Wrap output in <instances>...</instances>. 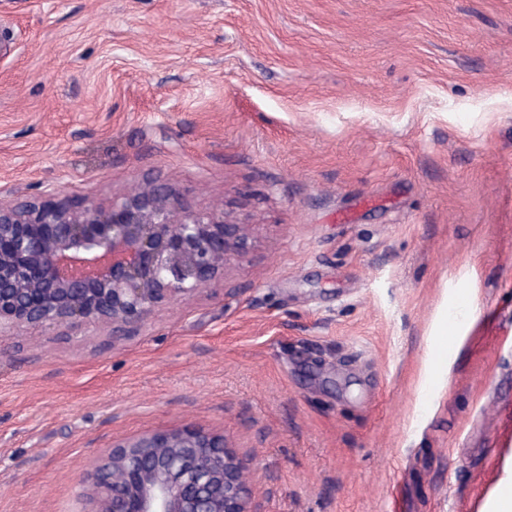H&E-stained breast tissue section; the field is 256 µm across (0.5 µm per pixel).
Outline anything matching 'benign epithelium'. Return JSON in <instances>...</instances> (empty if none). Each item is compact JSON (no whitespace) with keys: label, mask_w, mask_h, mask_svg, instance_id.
Instances as JSON below:
<instances>
[{"label":"benign epithelium","mask_w":512,"mask_h":512,"mask_svg":"<svg viewBox=\"0 0 512 512\" xmlns=\"http://www.w3.org/2000/svg\"><path fill=\"white\" fill-rule=\"evenodd\" d=\"M249 244L246 221L152 178L110 200L53 188L0 201V336L36 326L125 336L224 276ZM248 468L222 435L154 430L95 463L91 512H255Z\"/></svg>","instance_id":"1"}]
</instances>
